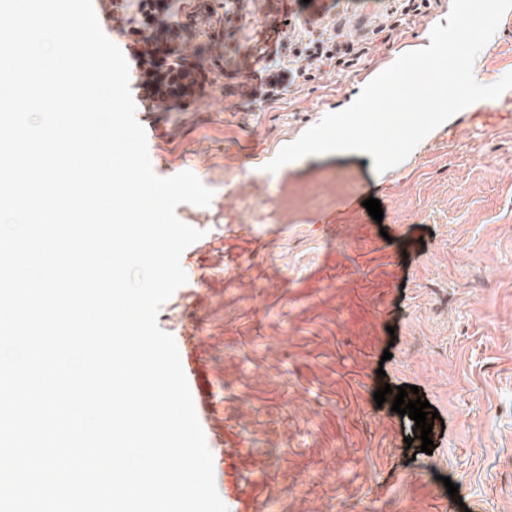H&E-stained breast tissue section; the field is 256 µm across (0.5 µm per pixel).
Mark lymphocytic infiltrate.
Returning <instances> with one entry per match:
<instances>
[{
	"mask_svg": "<svg viewBox=\"0 0 512 512\" xmlns=\"http://www.w3.org/2000/svg\"><path fill=\"white\" fill-rule=\"evenodd\" d=\"M428 0H390L380 23L374 30L353 34L346 25L321 21L302 22L298 18H283L292 35L287 43L266 53L265 64L258 70L260 100L271 103L282 91L298 81H312L323 67L344 71L356 66L374 47L376 34L395 29L412 16L420 15ZM131 56L139 73L138 86L149 97L184 95L188 89L183 74L172 71L167 61L156 56H144L132 51Z\"/></svg>",
	"mask_w": 512,
	"mask_h": 512,
	"instance_id": "1",
	"label": "lymphocytic infiltrate"
}]
</instances>
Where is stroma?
<instances>
[{
	"instance_id": "stroma-1",
	"label": "stroma",
	"mask_w": 512,
	"mask_h": 512,
	"mask_svg": "<svg viewBox=\"0 0 512 512\" xmlns=\"http://www.w3.org/2000/svg\"><path fill=\"white\" fill-rule=\"evenodd\" d=\"M226 2L191 0L201 22L183 31L181 54L209 82L192 108L159 116L165 133L148 144L157 175L189 171L214 192L209 206L176 209L203 236L183 252L187 281L158 324L200 339L224 418L211 450L220 499L228 512H445L451 482L469 512H512V89L460 110L385 172L345 152L270 173L281 148L420 49L452 0H431L358 65L265 107L237 94L239 50L268 21L263 0L231 22ZM474 65L484 84L512 73V10ZM478 110L497 118L482 124ZM228 168L265 179L272 196L346 175L347 196L380 200L383 219L338 201L291 224H232L246 202L225 185ZM374 383L424 393L441 416L432 453L407 445L413 420L377 406Z\"/></svg>"
}]
</instances>
